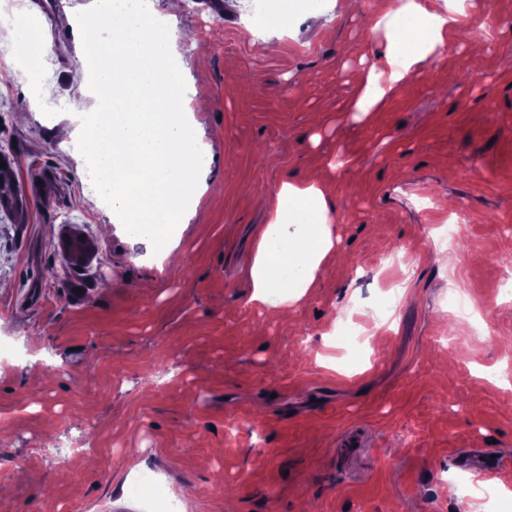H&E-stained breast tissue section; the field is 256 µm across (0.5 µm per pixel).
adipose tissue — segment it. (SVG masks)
<instances>
[{
	"label": "adipose tissue",
	"mask_w": 512,
	"mask_h": 512,
	"mask_svg": "<svg viewBox=\"0 0 512 512\" xmlns=\"http://www.w3.org/2000/svg\"><path fill=\"white\" fill-rule=\"evenodd\" d=\"M393 34L381 60L359 71L351 104L361 115L382 109L411 78L429 76L442 50L468 43V31L448 0H382L371 32ZM269 218L256 235L249 269V304L287 315L304 302L336 253L334 203L323 169L279 183Z\"/></svg>",
	"instance_id": "obj_1"
}]
</instances>
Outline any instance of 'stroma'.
I'll use <instances>...</instances> for the list:
<instances>
[{"mask_svg":"<svg viewBox=\"0 0 512 512\" xmlns=\"http://www.w3.org/2000/svg\"><path fill=\"white\" fill-rule=\"evenodd\" d=\"M81 0H0L42 37L39 98L0 27V512H512V0H457L485 46L444 51L363 120L346 101L387 42L380 0H294L288 32L249 0H150L165 17L211 153L172 238L180 268L133 254L70 136L89 108L67 23ZM339 161L335 257L289 320L247 305L260 202ZM446 242L451 260L431 255ZM463 292L472 317L453 316ZM372 349L347 369V332ZM368 444L354 467L336 443ZM461 448L489 469L471 499Z\"/></svg>","mask_w":512,"mask_h":512,"instance_id":"obj_1","label":"stroma"}]
</instances>
